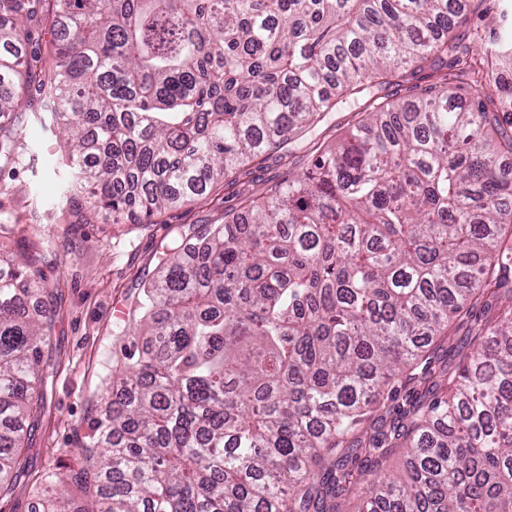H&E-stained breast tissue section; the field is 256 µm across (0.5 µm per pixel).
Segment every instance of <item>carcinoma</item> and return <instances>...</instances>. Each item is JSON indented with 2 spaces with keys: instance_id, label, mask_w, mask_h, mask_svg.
<instances>
[{
  "instance_id": "carcinoma-1",
  "label": "carcinoma",
  "mask_w": 512,
  "mask_h": 512,
  "mask_svg": "<svg viewBox=\"0 0 512 512\" xmlns=\"http://www.w3.org/2000/svg\"><path fill=\"white\" fill-rule=\"evenodd\" d=\"M465 25L459 0H0V171L31 122L55 129L62 196L88 187L114 224L204 196L351 96L373 108L170 248L77 448L91 512H512V86L493 69L512 35L489 50ZM430 67L473 93L384 94ZM55 256L0 224V495L43 398ZM69 504L51 473L32 512Z\"/></svg>"
}]
</instances>
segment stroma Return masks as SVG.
I'll use <instances>...</instances> for the list:
<instances>
[{
  "mask_svg": "<svg viewBox=\"0 0 512 512\" xmlns=\"http://www.w3.org/2000/svg\"><path fill=\"white\" fill-rule=\"evenodd\" d=\"M468 24L481 29L486 41L497 39L512 25V0H482ZM363 108V99L347 101L303 137L249 163L202 198L159 212L150 224H116L104 211L91 220L75 211L60 214V175L50 161L64 153L65 143L41 125L27 129V165L0 172V222L9 225L20 251H36L45 237L55 244L57 261L43 269L54 292L53 329L43 348L51 367L34 426L22 442L23 472L0 499V512H30L48 473L64 477L76 467L77 445L100 407L97 385L112 336L145 283L158 275L166 246L175 240L197 246L202 227L223 223L225 215L305 170L313 145H335Z\"/></svg>",
  "mask_w": 512,
  "mask_h": 512,
  "instance_id": "obj_1",
  "label": "stroma"
}]
</instances>
